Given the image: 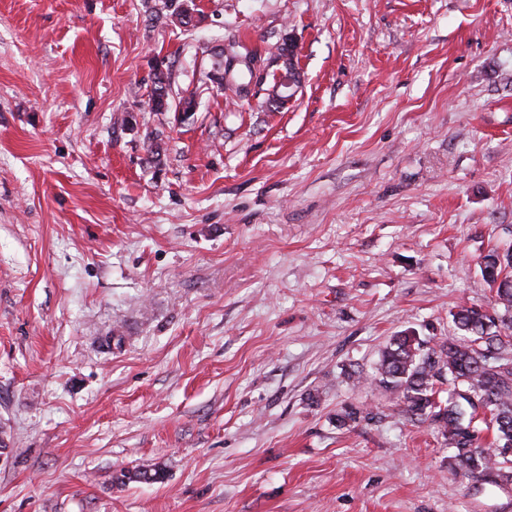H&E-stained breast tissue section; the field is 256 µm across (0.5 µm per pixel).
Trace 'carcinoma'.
<instances>
[{"mask_svg": "<svg viewBox=\"0 0 512 512\" xmlns=\"http://www.w3.org/2000/svg\"><path fill=\"white\" fill-rule=\"evenodd\" d=\"M242 58L248 74L255 54L233 51L214 56L208 78L219 89L230 84L233 61ZM153 109L171 108L166 83L157 77L152 96ZM499 253L483 256L490 271L485 280L495 289L496 302L504 313L475 304H460L451 313L461 335L427 345L413 332L390 338L371 384L389 394L404 411L420 420H431L452 449L451 467L472 476L496 471L502 477L512 473V459L499 456V449L512 445V261H498ZM461 386L477 400L486 402L493 426L496 449L474 458L465 447L479 440H461L465 429L475 423L476 408L465 396L456 394Z\"/></svg>", "mask_w": 512, "mask_h": 512, "instance_id": "1", "label": "carcinoma"}]
</instances>
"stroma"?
Masks as SVG:
<instances>
[{"mask_svg":"<svg viewBox=\"0 0 512 512\" xmlns=\"http://www.w3.org/2000/svg\"><path fill=\"white\" fill-rule=\"evenodd\" d=\"M509 246L512 0H0V512H512L368 383ZM230 48L232 49V55H224V49H222L216 54V56H214L211 70L207 74L210 81L216 84L221 90L230 84V80L227 77L233 74L234 71L231 70V67L233 66V61L237 59V57L243 58L244 62L247 64V67L245 68L250 77L253 76V70L250 65H253V62L256 64L255 54L251 52L242 54L241 52L236 51L235 46L233 45H231Z\"/></svg>","mask_w":512,"mask_h":512,"instance_id":"35a3bbf8","label":"stroma"}]
</instances>
